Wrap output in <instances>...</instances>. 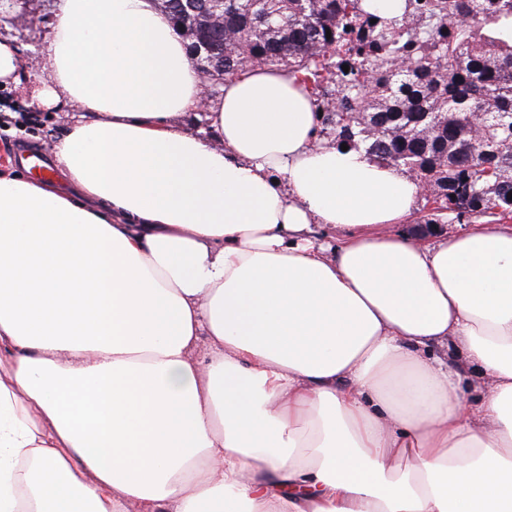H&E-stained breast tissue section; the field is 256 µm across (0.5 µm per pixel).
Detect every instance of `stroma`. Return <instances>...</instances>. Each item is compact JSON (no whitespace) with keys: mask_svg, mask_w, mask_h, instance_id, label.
Instances as JSON below:
<instances>
[{"mask_svg":"<svg viewBox=\"0 0 512 512\" xmlns=\"http://www.w3.org/2000/svg\"><path fill=\"white\" fill-rule=\"evenodd\" d=\"M57 0H8L0 7V41L15 48L21 61L18 80L0 86V154L10 157L37 154L53 165L51 147L64 133V113L32 105V95L50 74L38 51L51 38ZM26 23H18V16Z\"/></svg>","mask_w":512,"mask_h":512,"instance_id":"stroma-1","label":"stroma"}]
</instances>
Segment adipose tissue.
Returning a JSON list of instances; mask_svg holds the SVG:
<instances>
[{"label": "adipose tissue", "mask_w": 512, "mask_h": 512, "mask_svg": "<svg viewBox=\"0 0 512 512\" xmlns=\"http://www.w3.org/2000/svg\"><path fill=\"white\" fill-rule=\"evenodd\" d=\"M43 55L72 118L0 170V512H512L511 224L404 233L410 173L287 71L205 99L153 0H59Z\"/></svg>", "instance_id": "ef3b65f1"}]
</instances>
